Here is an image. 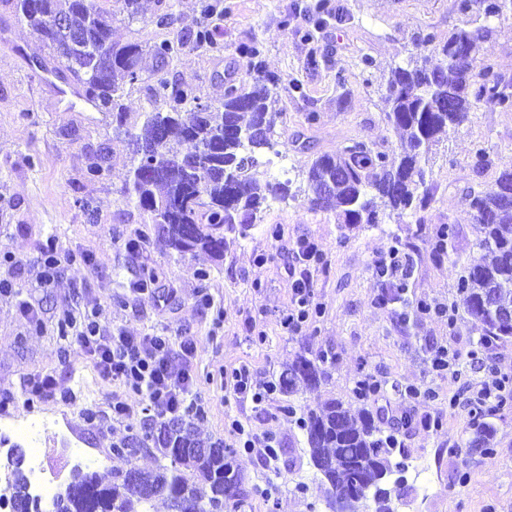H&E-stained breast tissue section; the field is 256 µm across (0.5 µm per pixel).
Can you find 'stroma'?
<instances>
[{
	"mask_svg": "<svg viewBox=\"0 0 512 512\" xmlns=\"http://www.w3.org/2000/svg\"><path fill=\"white\" fill-rule=\"evenodd\" d=\"M140 2L141 18L114 21L113 40L150 46L168 38V29L154 22L166 4L178 27L199 25L200 0ZM315 2L224 0L223 14L213 19L219 48L192 51L160 72L145 58L141 80L125 89L123 103L134 116L151 110L150 88L160 76L193 85L203 101L220 104L225 74L249 78L234 48L252 39L264 46L265 68L282 78L273 104L279 114L274 147L257 159L269 179L290 180L292 196L268 200L248 236L218 262L201 253L177 256L143 224L122 193L131 164L111 113L63 103L51 49L21 19L14 0H0V279L11 283L9 292H0V476L7 472L8 448H27L22 429L30 422L41 424L36 440L46 467L65 474L77 463L100 473L126 468L113 446L139 440L159 423L144 396L104 381L75 338L60 337L58 323L68 311L96 315L130 336L196 337L192 371L206 411L194 422L199 437L234 443L227 422L235 418L279 441L275 459L240 454L248 497L239 512H324L303 433L284 408H316L334 397L354 402L356 382L368 375L386 381L366 403L376 424L396 433L397 457L424 468L423 478L408 479V504L400 512H512V401L486 415L496 429L492 452L467 445L476 428L468 388L480 375L465 354L480 332L463 311L451 323L417 308L459 301L457 282L480 254L467 192L512 168V112L482 106L440 134L425 166L426 209L348 228L334 212L311 209L300 188L314 158L354 141L396 148L385 83L392 66L417 53V36L431 33L442 41L450 29L472 24L457 0H325L327 9L343 6L344 17L305 41L297 31ZM490 27L484 57L512 78V10ZM367 55L373 67H364ZM291 79L302 83L303 95H289ZM311 112L316 121H308ZM481 147L490 164L479 171L473 156ZM96 161L105 172L92 178L87 169ZM443 224L453 225L455 237L440 256L435 234ZM143 232L147 241L129 248L128 240ZM304 237L324 260L311 270L318 310L294 333L283 319L296 307L293 256ZM51 242L75 261L44 284L35 259ZM394 247L410 265L399 299L382 305L383 280L374 264ZM201 269L206 277H198ZM149 270L155 281L135 290ZM219 311L224 326L216 331L212 319ZM440 345L456 354L454 373L432 371L429 351ZM303 351L329 354L326 383L290 396L274 393L259 407L234 394L228 370L245 364L275 382ZM46 374L56 379L55 396L30 398L25 380ZM428 389L434 400L424 399ZM116 393L129 406L126 417L112 414ZM301 482L307 492L298 490Z\"/></svg>",
	"mask_w": 512,
	"mask_h": 512,
	"instance_id": "stroma-1",
	"label": "stroma"
}]
</instances>
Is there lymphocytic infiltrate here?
<instances>
[{"instance_id": "obj_1", "label": "lymphocytic infiltrate", "mask_w": 512, "mask_h": 512, "mask_svg": "<svg viewBox=\"0 0 512 512\" xmlns=\"http://www.w3.org/2000/svg\"><path fill=\"white\" fill-rule=\"evenodd\" d=\"M76 338L104 380L145 394L157 417L203 414V405L192 396L195 337L114 336L91 316L84 319Z\"/></svg>"}]
</instances>
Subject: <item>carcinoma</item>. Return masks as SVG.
Returning a JSON list of instances; mask_svg holds the SVG:
<instances>
[{
    "label": "carcinoma",
    "instance_id": "1",
    "mask_svg": "<svg viewBox=\"0 0 512 512\" xmlns=\"http://www.w3.org/2000/svg\"><path fill=\"white\" fill-rule=\"evenodd\" d=\"M16 8L33 31L50 44L59 67L69 72L93 96L97 106L114 112L116 129L125 134L131 168L123 194L152 224L166 245L183 257L197 252L219 261L236 237L247 236L268 198L290 196V181L271 182L255 164L257 150L272 148L278 113L270 106L281 78L262 67L263 44L251 40L236 51L249 60L250 80L224 82V101L201 108L195 89L160 77L152 85L153 107L142 120L127 124L120 100L125 86L134 84L144 52L160 68L178 62L187 50L215 43L218 32L203 27L180 31L149 49L138 42L112 40V16L95 0H16ZM461 11L475 17L470 27L455 28L447 39L419 38L423 52L391 69L387 81L386 118L401 134L398 152L389 155L364 142H354L334 155L317 157L306 172L304 194L315 210L334 211L338 223L380 224L399 210L424 209L430 202L424 165L439 133L452 131L480 105L512 109V79L489 65L478 64L482 44L490 34L488 22L502 16L506 0H461ZM48 15L65 25L45 28ZM342 13H327L321 3L307 10L301 39ZM189 143L192 149L184 150ZM472 220L482 255L473 259L458 283L463 312L481 329V343L506 342L512 324L496 317L512 311V170L495 183L469 193ZM325 356L298 354L279 379L280 391L292 395L318 386L326 377ZM313 482L324 489L325 504L336 512L346 500L350 512L367 502L374 512H398L402 494L387 487L390 477L405 470L392 459V448L380 435L366 407L332 399L304 412L301 421ZM495 427L482 422L470 448L493 447ZM202 442L191 423L180 418L163 421L137 444L115 449L127 459L155 449L170 464L135 473L121 469L104 477L75 468L63 490L52 497L51 512H150L155 502L167 512H224L237 509L248 497L242 487L236 451L220 443ZM24 454L11 449L10 493L13 512H41L24 471Z\"/></svg>",
    "mask_w": 512,
    "mask_h": 512
}]
</instances>
